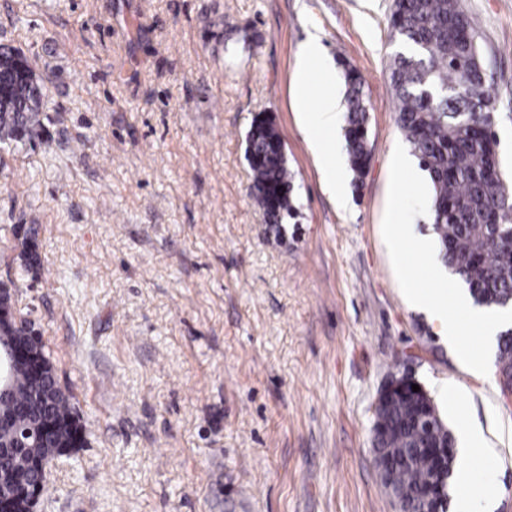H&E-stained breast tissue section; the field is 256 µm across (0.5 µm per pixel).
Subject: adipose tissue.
<instances>
[{
    "mask_svg": "<svg viewBox=\"0 0 512 512\" xmlns=\"http://www.w3.org/2000/svg\"><path fill=\"white\" fill-rule=\"evenodd\" d=\"M311 77L308 69L301 68L293 75L294 101L302 109V127L307 141L321 159L324 179L337 196H344L346 187L339 165L336 163V73L324 68L319 85L320 105L317 111L307 109ZM458 497L455 512H486L497 494V487L489 477L477 476L469 462H462L457 470Z\"/></svg>",
    "mask_w": 512,
    "mask_h": 512,
    "instance_id": "adipose-tissue-1",
    "label": "adipose tissue"
}]
</instances>
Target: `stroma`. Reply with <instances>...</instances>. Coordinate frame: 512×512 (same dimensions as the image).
Returning <instances> with one entry per match:
<instances>
[{"label":"stroma","mask_w":512,"mask_h":512,"mask_svg":"<svg viewBox=\"0 0 512 512\" xmlns=\"http://www.w3.org/2000/svg\"><path fill=\"white\" fill-rule=\"evenodd\" d=\"M393 0H0V45L48 102L0 149V282L40 328L85 441L38 512H394L374 463L381 386L408 371L512 512V405L403 295L382 235L404 137ZM497 93L512 182V0H459ZM312 36L364 81L371 163L327 188L291 81ZM271 116L295 209L267 223L247 134ZM41 265L24 270L22 225ZM455 388L462 405L445 396Z\"/></svg>","instance_id":"35a3bbf8"}]
</instances>
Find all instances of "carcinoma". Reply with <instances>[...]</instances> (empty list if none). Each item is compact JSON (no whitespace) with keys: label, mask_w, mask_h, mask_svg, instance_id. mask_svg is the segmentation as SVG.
I'll use <instances>...</instances> for the list:
<instances>
[{"label":"carcinoma","mask_w":512,"mask_h":512,"mask_svg":"<svg viewBox=\"0 0 512 512\" xmlns=\"http://www.w3.org/2000/svg\"><path fill=\"white\" fill-rule=\"evenodd\" d=\"M390 27L408 48L389 63L388 79L396 99V124L432 185L430 216L438 258L467 286L473 302L504 307L512 297V219L503 221L500 204L512 205V189L502 177L495 131V96L486 83L468 16L458 0H393ZM33 63L19 50L0 46V146L42 136L44 94L30 80ZM347 115L345 148L351 170L362 177L370 161L368 104L361 76L345 72ZM252 173L251 196L268 222L279 224L294 210L286 157L269 145L268 135H247ZM37 228L25 231L23 266H40ZM27 335L23 321H0V345ZM43 374L26 364L14 368L11 389L0 397V474L29 470L31 460L48 459L74 447L80 437L70 395L58 385L55 369L39 349ZM496 366L512 375V327L497 341ZM428 407L432 419H422ZM54 431L28 444L23 431L39 429L45 418ZM374 460L386 470L387 485L405 512H445L439 496H428L436 473L432 448L453 452L454 439L423 388L407 389L376 413Z\"/></svg>","instance_id":"cac0c4a2"}]
</instances>
